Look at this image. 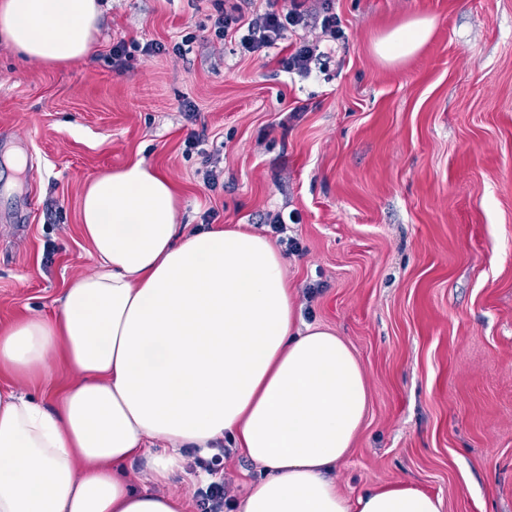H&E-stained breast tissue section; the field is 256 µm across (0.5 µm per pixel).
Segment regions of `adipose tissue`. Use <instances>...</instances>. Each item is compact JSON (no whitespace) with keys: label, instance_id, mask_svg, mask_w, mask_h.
<instances>
[{"label":"adipose tissue","instance_id":"ef3b65f1","mask_svg":"<svg viewBox=\"0 0 512 512\" xmlns=\"http://www.w3.org/2000/svg\"><path fill=\"white\" fill-rule=\"evenodd\" d=\"M101 17L98 0H0V39L65 64L91 53ZM432 27L410 20L375 52L408 57ZM176 200L141 159L92 177L81 222L97 271L56 314L0 327V365L70 377L50 406L0 389V512H186L160 485L185 451L227 439L261 468L239 512H444L402 484L341 491L336 469L370 406L360 360L302 318L276 242L242 224L181 231ZM139 456L156 490L130 479Z\"/></svg>","mask_w":512,"mask_h":512}]
</instances>
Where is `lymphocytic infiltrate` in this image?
I'll use <instances>...</instances> for the list:
<instances>
[{
    "label": "lymphocytic infiltrate",
    "mask_w": 512,
    "mask_h": 512,
    "mask_svg": "<svg viewBox=\"0 0 512 512\" xmlns=\"http://www.w3.org/2000/svg\"><path fill=\"white\" fill-rule=\"evenodd\" d=\"M212 31L216 37L239 39L243 52L269 56L278 50L287 29L312 25L320 29L314 39L296 42L288 55L279 60L284 72L310 78L323 69L325 60L345 32L331 0H265L257 8L254 0H210Z\"/></svg>",
    "instance_id": "f902f5d3"
}]
</instances>
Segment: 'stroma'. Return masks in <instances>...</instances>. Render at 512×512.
<instances>
[{
	"mask_svg": "<svg viewBox=\"0 0 512 512\" xmlns=\"http://www.w3.org/2000/svg\"><path fill=\"white\" fill-rule=\"evenodd\" d=\"M100 3L84 59L45 66L0 41V326L57 311L96 270L80 203L101 171L159 169L188 232L210 208L266 236L269 215L296 213L302 316L350 345L371 393L342 490L403 483L444 512H512V0H332L347 39L308 80L203 36L209 0ZM414 18L428 40L381 62L375 42ZM120 41L135 48L118 74ZM222 468L235 500L259 475L233 447Z\"/></svg>",
	"mask_w": 512,
	"mask_h": 512,
	"instance_id": "35a3bbf8",
	"label": "stroma"
}]
</instances>
